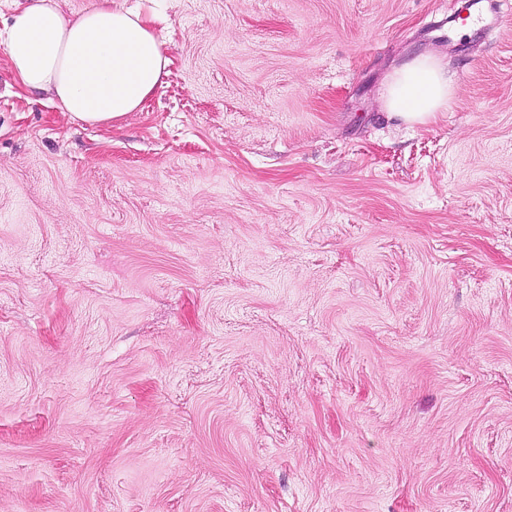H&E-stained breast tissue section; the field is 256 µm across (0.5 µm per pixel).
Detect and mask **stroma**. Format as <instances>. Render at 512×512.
<instances>
[{"instance_id": "stroma-1", "label": "stroma", "mask_w": 512, "mask_h": 512, "mask_svg": "<svg viewBox=\"0 0 512 512\" xmlns=\"http://www.w3.org/2000/svg\"><path fill=\"white\" fill-rule=\"evenodd\" d=\"M469 4L158 0L109 125L0 50V512H512V0ZM453 91L446 64L421 54L390 76L385 106L408 123L426 124L448 105Z\"/></svg>"}]
</instances>
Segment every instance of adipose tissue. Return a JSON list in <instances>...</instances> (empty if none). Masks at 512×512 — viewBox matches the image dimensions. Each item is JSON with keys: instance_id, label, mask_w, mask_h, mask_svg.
<instances>
[{"instance_id": "obj_1", "label": "adipose tissue", "mask_w": 512, "mask_h": 512, "mask_svg": "<svg viewBox=\"0 0 512 512\" xmlns=\"http://www.w3.org/2000/svg\"><path fill=\"white\" fill-rule=\"evenodd\" d=\"M153 3L123 9L96 0L67 15L57 0H15V14L0 26V48L21 85L47 93L77 120L107 123L140 110L167 73ZM452 95L445 64L422 54L391 75L385 105L406 122L425 124Z\"/></svg>"}]
</instances>
